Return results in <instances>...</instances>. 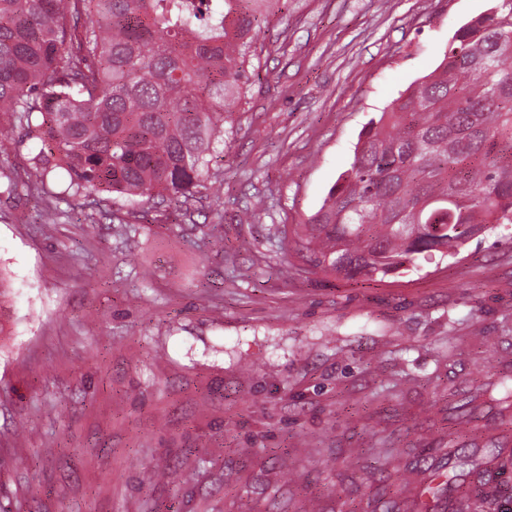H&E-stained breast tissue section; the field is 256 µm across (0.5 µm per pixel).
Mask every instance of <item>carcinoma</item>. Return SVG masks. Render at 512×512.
I'll return each instance as SVG.
<instances>
[{
	"label": "carcinoma",
	"mask_w": 512,
	"mask_h": 512,
	"mask_svg": "<svg viewBox=\"0 0 512 512\" xmlns=\"http://www.w3.org/2000/svg\"><path fill=\"white\" fill-rule=\"evenodd\" d=\"M279 0H0V143L19 129L41 148L26 188L108 207L154 201L191 220L220 205L210 171L231 107L246 98L258 41ZM60 169L67 181L46 188ZM512 224V0L462 26L440 64L359 136L354 159L295 231L294 267L347 280L454 255ZM512 372L448 397L447 470L424 494H462L484 460L461 439L497 411L512 425Z\"/></svg>",
	"instance_id": "cac0c4a2"
}]
</instances>
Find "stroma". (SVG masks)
Returning a JSON list of instances; mask_svg holds the SVG:
<instances>
[{
  "instance_id": "stroma-1",
  "label": "stroma",
  "mask_w": 512,
  "mask_h": 512,
  "mask_svg": "<svg viewBox=\"0 0 512 512\" xmlns=\"http://www.w3.org/2000/svg\"><path fill=\"white\" fill-rule=\"evenodd\" d=\"M489 5L286 0L193 223L61 202L48 234L0 193V512H373L394 473L420 512L449 388L512 356V224L358 282L299 276L281 229Z\"/></svg>"
}]
</instances>
